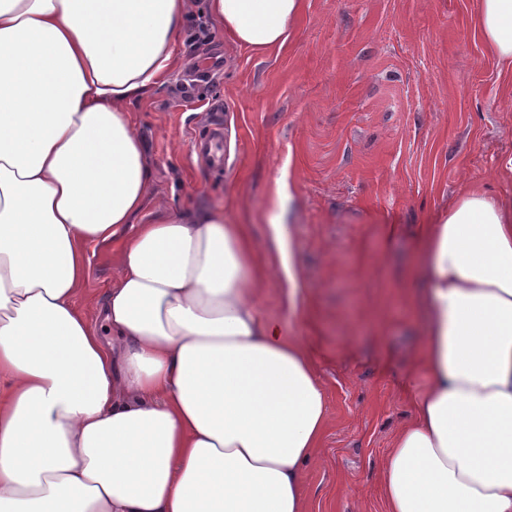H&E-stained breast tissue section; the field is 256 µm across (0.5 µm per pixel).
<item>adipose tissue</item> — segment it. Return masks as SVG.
I'll list each match as a JSON object with an SVG mask.
<instances>
[{
    "label": "adipose tissue",
    "mask_w": 512,
    "mask_h": 512,
    "mask_svg": "<svg viewBox=\"0 0 512 512\" xmlns=\"http://www.w3.org/2000/svg\"><path fill=\"white\" fill-rule=\"evenodd\" d=\"M198 6L264 54L305 0H0V512H305L327 400L260 309L245 225L134 222L151 170L127 106ZM476 29L512 70V0H477ZM116 238L103 337L76 298ZM267 239L296 297L290 225ZM419 244L430 383L382 467L388 512H512V197L463 191Z\"/></svg>",
    "instance_id": "ef3b65f1"
}]
</instances>
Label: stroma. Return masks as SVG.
Wrapping results in <instances>:
<instances>
[{
  "instance_id": "stroma-1",
  "label": "stroma",
  "mask_w": 512,
  "mask_h": 512,
  "mask_svg": "<svg viewBox=\"0 0 512 512\" xmlns=\"http://www.w3.org/2000/svg\"><path fill=\"white\" fill-rule=\"evenodd\" d=\"M475 0H306L286 45L257 55L195 11L169 79L132 101L162 209H221L247 225L262 263L273 215L292 227L302 287L281 282L265 315L309 346L329 404L306 466V512H387L380 472L429 377L420 309L425 224L467 186L512 194V74L474 33ZM233 140L214 169L193 142L216 117ZM121 241L90 247L77 298L101 327Z\"/></svg>"
}]
</instances>
